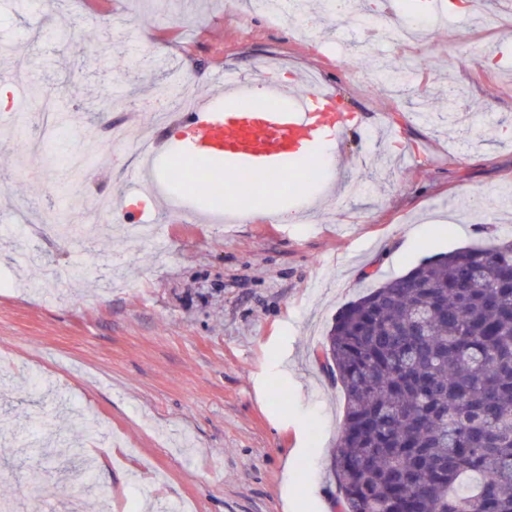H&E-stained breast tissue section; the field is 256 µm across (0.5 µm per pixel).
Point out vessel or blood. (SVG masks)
<instances>
[{"label": "vessel or blood", "mask_w": 512, "mask_h": 512, "mask_svg": "<svg viewBox=\"0 0 512 512\" xmlns=\"http://www.w3.org/2000/svg\"><path fill=\"white\" fill-rule=\"evenodd\" d=\"M223 105L206 96L197 97L189 108L177 115L175 124L182 130L179 141L153 146L145 170V180L159 196H171V182L160 180L156 164L162 155L178 152L185 161L207 163L222 176L224 194H244L245 176L283 177L295 158H304L325 178L334 177L336 157H321L318 135L331 129L336 137L353 133L349 117L340 112L334 91L280 84L254 75L227 73L221 76ZM263 94L264 107L242 109V99ZM191 223L219 221L245 223L242 208L227 207L225 213L198 205L188 206Z\"/></svg>", "instance_id": "1"}]
</instances>
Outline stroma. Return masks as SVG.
<instances>
[{
	"mask_svg": "<svg viewBox=\"0 0 512 512\" xmlns=\"http://www.w3.org/2000/svg\"><path fill=\"white\" fill-rule=\"evenodd\" d=\"M351 11L308 0L313 23L246 0H0V55L27 74L0 107V495L21 512H336L330 475L345 398L314 354L339 312L423 259L512 234V0H483L394 59ZM264 62L318 76L348 112L344 192L310 188L282 224L293 177L252 194L247 224H184L163 200L126 207L154 131L155 87ZM432 114L423 122L419 111ZM119 123L135 138L112 143ZM158 225L150 244L125 223ZM66 398H59L58 390ZM80 437L83 460L40 439Z\"/></svg>",
	"mask_w": 512,
	"mask_h": 512,
	"instance_id": "stroma-1",
	"label": "stroma"
}]
</instances>
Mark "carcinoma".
Here are the masks:
<instances>
[{"instance_id":"carcinoma-1","label":"carcinoma","mask_w":512,"mask_h":512,"mask_svg":"<svg viewBox=\"0 0 512 512\" xmlns=\"http://www.w3.org/2000/svg\"><path fill=\"white\" fill-rule=\"evenodd\" d=\"M317 358L346 400L339 512H512V239L358 297Z\"/></svg>"}]
</instances>
